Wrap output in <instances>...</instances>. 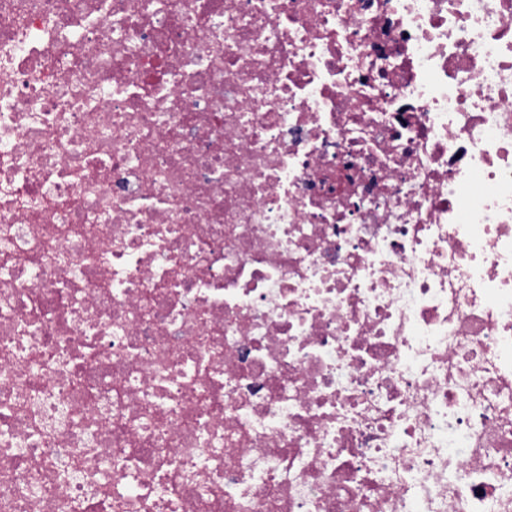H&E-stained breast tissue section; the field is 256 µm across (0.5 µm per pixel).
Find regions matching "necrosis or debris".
I'll return each instance as SVG.
<instances>
[{"label": "necrosis or debris", "mask_w": 512, "mask_h": 512, "mask_svg": "<svg viewBox=\"0 0 512 512\" xmlns=\"http://www.w3.org/2000/svg\"><path fill=\"white\" fill-rule=\"evenodd\" d=\"M0 512H512V0H0Z\"/></svg>", "instance_id": "obj_1"}]
</instances>
